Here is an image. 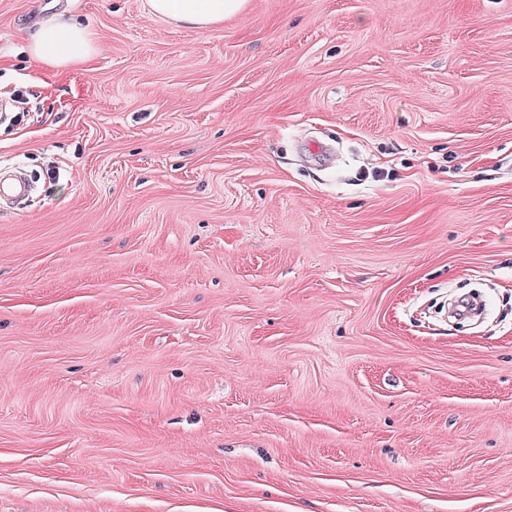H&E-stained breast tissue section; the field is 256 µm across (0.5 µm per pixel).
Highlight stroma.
Returning <instances> with one entry per match:
<instances>
[{"label": "stroma", "mask_w": 512, "mask_h": 512, "mask_svg": "<svg viewBox=\"0 0 512 512\" xmlns=\"http://www.w3.org/2000/svg\"><path fill=\"white\" fill-rule=\"evenodd\" d=\"M1 99L0 512H512V0H0ZM249 0H151L155 16L196 30L224 25L243 13ZM35 27L29 48L41 67L60 74L92 62L96 52L93 35L78 23L58 17ZM31 191V182L29 177L20 173L11 178L0 181V200L3 201L5 197H11L16 200H21L29 196Z\"/></svg>", "instance_id": "35a3bbf8"}]
</instances>
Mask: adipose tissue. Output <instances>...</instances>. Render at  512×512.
<instances>
[{"mask_svg":"<svg viewBox=\"0 0 512 512\" xmlns=\"http://www.w3.org/2000/svg\"><path fill=\"white\" fill-rule=\"evenodd\" d=\"M249 0H150L155 16L196 30L223 25L243 13ZM96 48L92 34L76 22L55 18L37 24L30 54L41 67L59 73L88 66Z\"/></svg>","mask_w":512,"mask_h":512,"instance_id":"1","label":"adipose tissue"}]
</instances>
